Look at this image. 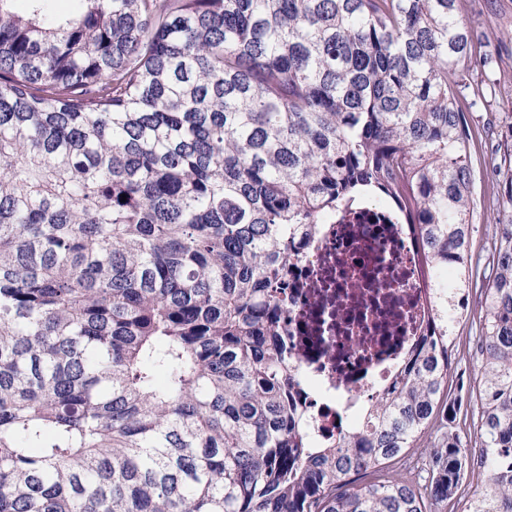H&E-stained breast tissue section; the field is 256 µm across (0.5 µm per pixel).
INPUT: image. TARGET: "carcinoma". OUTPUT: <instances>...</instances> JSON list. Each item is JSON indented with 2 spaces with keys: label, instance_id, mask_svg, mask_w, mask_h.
<instances>
[{
  "label": "carcinoma",
  "instance_id": "1",
  "mask_svg": "<svg viewBox=\"0 0 512 512\" xmlns=\"http://www.w3.org/2000/svg\"><path fill=\"white\" fill-rule=\"evenodd\" d=\"M0 0V512H512V98L475 232L460 107L499 65L457 0ZM403 205L425 335L336 441L291 398L288 265ZM126 201H121V198ZM480 286L474 434L448 390ZM421 466L384 472L432 429Z\"/></svg>",
  "mask_w": 512,
  "mask_h": 512
}]
</instances>
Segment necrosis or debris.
<instances>
[{
  "label": "necrosis or debris",
  "mask_w": 512,
  "mask_h": 512,
  "mask_svg": "<svg viewBox=\"0 0 512 512\" xmlns=\"http://www.w3.org/2000/svg\"><path fill=\"white\" fill-rule=\"evenodd\" d=\"M367 207L317 225L295 259L285 322L300 399L317 433L391 390L433 319L420 255L401 216Z\"/></svg>",
  "instance_id": "4bbe7bcc"
}]
</instances>
